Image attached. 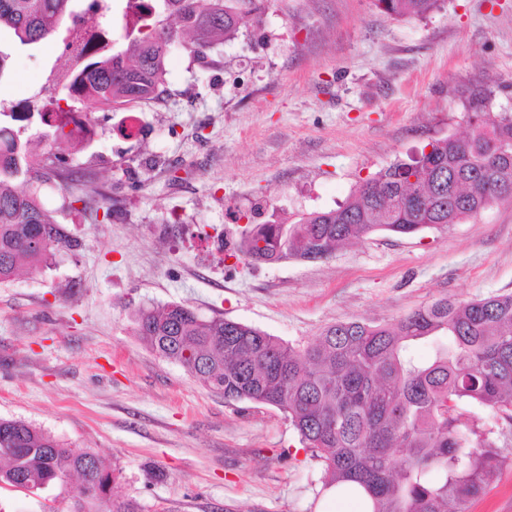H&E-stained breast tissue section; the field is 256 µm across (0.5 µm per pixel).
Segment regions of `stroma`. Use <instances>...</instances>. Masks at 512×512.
I'll list each match as a JSON object with an SVG mask.
<instances>
[{"label": "stroma", "mask_w": 512, "mask_h": 512, "mask_svg": "<svg viewBox=\"0 0 512 512\" xmlns=\"http://www.w3.org/2000/svg\"><path fill=\"white\" fill-rule=\"evenodd\" d=\"M9 53L0 103L26 104L60 42ZM491 89L512 112V0H443L421 20L374 0H270L261 26L199 59L172 45L167 92L126 137L97 112L100 140L63 147L93 190L55 179L43 205L77 241L0 285V417L99 452L115 495L142 512H325L323 467L277 408L227 403L157 356L133 314L169 302L292 345L341 321L395 322L446 297L512 291V202L409 237L378 231L316 261H236L244 226L331 209L430 140L467 131ZM507 461L468 512H512ZM50 489L0 490V512H69Z\"/></svg>", "instance_id": "stroma-1"}]
</instances>
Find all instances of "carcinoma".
Masks as SVG:
<instances>
[{"mask_svg": "<svg viewBox=\"0 0 512 512\" xmlns=\"http://www.w3.org/2000/svg\"><path fill=\"white\" fill-rule=\"evenodd\" d=\"M75 0H0V30L20 47L60 35ZM139 27L92 53L55 102L110 111L154 100L164 92L166 57L184 41L204 58L236 37L240 25L262 23L267 0H150ZM443 0H376L384 13L420 20ZM493 91L473 96L469 132L434 139L419 157L397 161L364 180L330 210L301 214L292 224H251L233 252L239 260L275 264L285 257H321L378 230L412 236L445 229L512 198V113L487 118ZM0 110V283L21 263L37 272L63 247H76L36 183L41 169L76 183L64 159L50 151L31 161L33 142L67 143L66 125L27 133L28 121ZM135 331L159 357L224 400L272 406L290 421L303 448L321 461L326 490L359 486L369 512H467L468 504L505 464L498 436L512 430V292L458 302L438 299L394 324L338 322L305 345L293 346L255 327L208 320L183 302L139 310ZM432 345L425 360L414 355ZM467 407L497 414L498 427L465 417ZM85 473L70 512H141L118 499L116 470L92 450L72 447L22 419H0V489L34 493L59 488L63 475Z\"/></svg>", "mask_w": 512, "mask_h": 512, "instance_id": "cac0c4a2", "label": "carcinoma"}]
</instances>
